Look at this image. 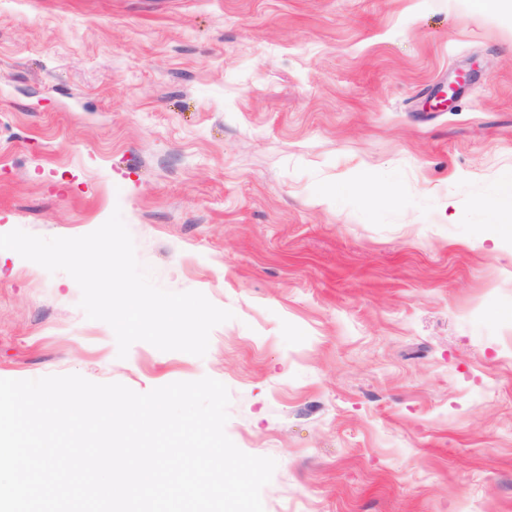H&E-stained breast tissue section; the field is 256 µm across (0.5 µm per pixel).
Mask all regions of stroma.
I'll return each mask as SVG.
<instances>
[{
    "instance_id": "stroma-1",
    "label": "stroma",
    "mask_w": 512,
    "mask_h": 512,
    "mask_svg": "<svg viewBox=\"0 0 512 512\" xmlns=\"http://www.w3.org/2000/svg\"><path fill=\"white\" fill-rule=\"evenodd\" d=\"M509 178L512 11L0 0V234L121 210L157 284L234 314L205 356L122 359L72 277L0 250V379L222 382L264 512H512ZM495 230L512 234V182L505 188L500 200L489 207Z\"/></svg>"
}]
</instances>
